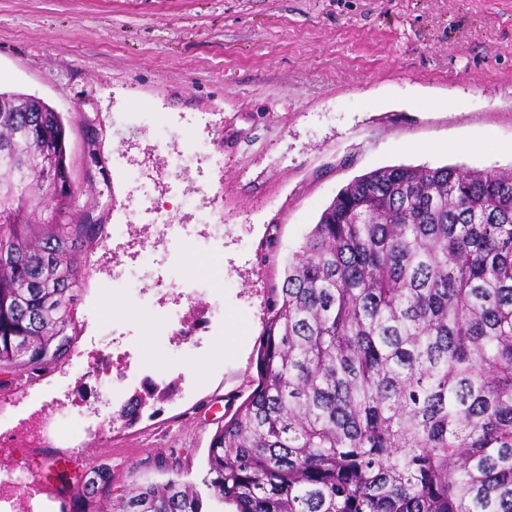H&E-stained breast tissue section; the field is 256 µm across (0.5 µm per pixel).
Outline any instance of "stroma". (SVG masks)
<instances>
[{"label":"stroma","mask_w":512,"mask_h":512,"mask_svg":"<svg viewBox=\"0 0 512 512\" xmlns=\"http://www.w3.org/2000/svg\"><path fill=\"white\" fill-rule=\"evenodd\" d=\"M0 90L96 118L112 186L72 354L31 380L0 374V463L43 484L36 499L0 500V512H60L72 493L53 462L111 466L118 493L175 476L201 483L218 423L255 385L271 291L353 177L512 166V0H0ZM150 113L157 125L128 128ZM163 129L168 151L203 148L181 178L153 147ZM199 187L215 192L221 260L194 235L143 258L125 230L152 221L143 193L185 210ZM182 266L222 272L224 285L177 282ZM190 293L208 318L192 336ZM229 323L233 351L221 344ZM147 378L175 391L125 426L115 414ZM58 420L70 439L44 436Z\"/></svg>","instance_id":"35a3bbf8"}]
</instances>
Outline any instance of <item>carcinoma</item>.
Segmentation results:
<instances>
[{"instance_id":"cac0c4a2","label":"carcinoma","mask_w":512,"mask_h":512,"mask_svg":"<svg viewBox=\"0 0 512 512\" xmlns=\"http://www.w3.org/2000/svg\"><path fill=\"white\" fill-rule=\"evenodd\" d=\"M0 92V366L73 350L75 291L110 206H73L66 125ZM50 211L49 224L33 219ZM257 384L213 434L203 485L236 512H512V171L394 165L343 187L268 303ZM152 381L125 423L169 395ZM112 469L73 495L100 512ZM122 512H204L177 479Z\"/></svg>"}]
</instances>
